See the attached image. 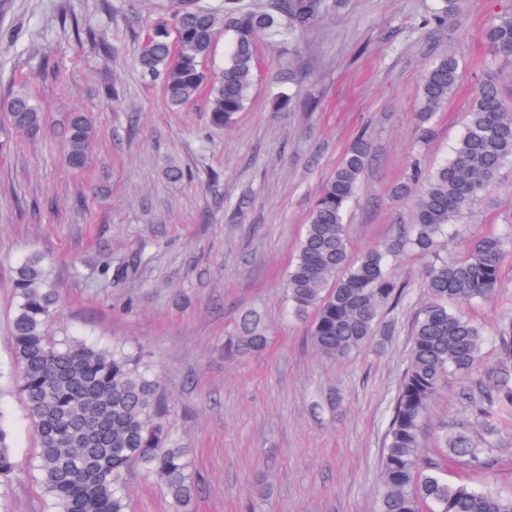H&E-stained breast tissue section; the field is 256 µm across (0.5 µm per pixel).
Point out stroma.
<instances>
[{"instance_id": "1", "label": "stroma", "mask_w": 512, "mask_h": 512, "mask_svg": "<svg viewBox=\"0 0 512 512\" xmlns=\"http://www.w3.org/2000/svg\"><path fill=\"white\" fill-rule=\"evenodd\" d=\"M176 0H0V93L28 91L39 131L0 124V422L24 467L39 443L22 396L6 391L13 269L39 252L60 306L57 340L76 337L142 357L157 380L173 440L191 449L200 483L194 512H378L388 411L408 363L411 324L425 299V261L405 251L392 272L408 284L388 313L393 336L341 360L318 353L306 322L289 314L285 273L326 178L360 131L370 162L346 233L352 254L409 225L415 195H398L413 160L431 169L459 137L488 68L512 106V65H492L489 19L512 0H460L447 29L425 28L435 0H340L294 41H260L249 104L228 128L208 121L205 98L172 110L137 65L147 24ZM462 58L456 91L419 141L416 113L426 63ZM96 129L89 165L69 168L62 133L71 113ZM179 167L184 179H169ZM512 216V162L456 226L451 253L500 231ZM136 276L100 283L92 272L135 255ZM260 312L265 350L227 357L243 316ZM485 335L483 366L512 322V255L498 295L466 305ZM461 379L432 404L423 445L441 426L468 424ZM130 512H172L160 483L132 468ZM0 512H52L23 476L0 491Z\"/></svg>"}]
</instances>
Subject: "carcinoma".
Masks as SVG:
<instances>
[{"instance_id":"carcinoma-1","label":"carcinoma","mask_w":512,"mask_h":512,"mask_svg":"<svg viewBox=\"0 0 512 512\" xmlns=\"http://www.w3.org/2000/svg\"><path fill=\"white\" fill-rule=\"evenodd\" d=\"M332 8L330 0H266L257 8L244 0H178L168 18L148 29L137 64L144 79L161 84L171 107L204 95L212 125L226 128L249 101L257 43L292 40ZM456 11L457 0H438L427 24L446 29ZM221 31L232 38L224 66L212 74L204 62ZM486 39L494 60L512 64V10L492 18ZM460 69V59L452 54L425 68L417 113L422 131L453 95ZM0 119L19 132L41 125L38 105L24 92L0 99ZM94 134L87 114L70 115L64 129L70 168L87 166ZM370 153L367 137L357 136L323 185L286 274L289 312L311 317L309 336L320 354L346 358L375 337L394 334V324L383 317L402 304L406 285L390 271V258L406 246L424 258L427 297L414 316L408 365L386 428L380 512H512V490L494 482L499 459L493 452L498 428L512 425V323L498 335L504 363L485 369L483 379L462 393L484 435L450 433L445 426L437 448L429 450L421 441L428 410L448 376H470L482 364L484 337L453 306L497 295L503 260L512 253L511 217L507 232L472 241L463 255L448 254V228L472 209L512 159V109L502 102L498 75L486 74L475 88L448 160L429 173L414 170L396 187L401 194L418 192L412 224L398 239L354 257L345 223ZM140 264L103 268L97 277L119 282ZM13 285L16 386L38 437V480L55 512H128L122 479L132 466L165 486L174 512H192L198 481L190 469V449L171 439L157 382L140 359L117 347L49 336L60 296L42 255L33 253L14 268ZM267 344L262 317L249 312L228 353H256ZM450 462L481 471L486 480L480 485L450 480ZM20 471L10 433L0 422V484Z\"/></svg>"}]
</instances>
